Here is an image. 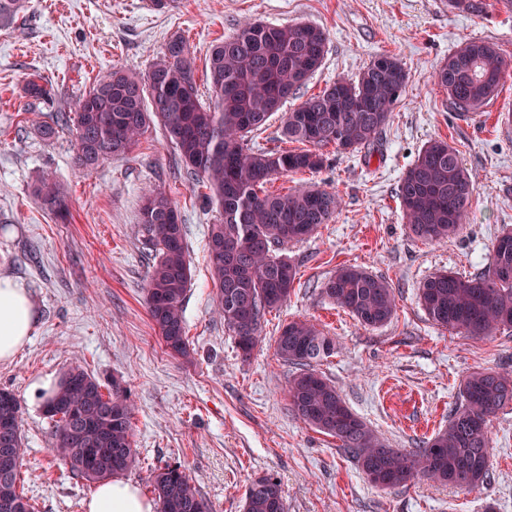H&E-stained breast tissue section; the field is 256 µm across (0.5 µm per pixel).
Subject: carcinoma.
Returning a JSON list of instances; mask_svg holds the SVG:
<instances>
[{
	"instance_id": "carcinoma-1",
	"label": "carcinoma",
	"mask_w": 512,
	"mask_h": 512,
	"mask_svg": "<svg viewBox=\"0 0 512 512\" xmlns=\"http://www.w3.org/2000/svg\"><path fill=\"white\" fill-rule=\"evenodd\" d=\"M23 0H0V28L11 24ZM448 7L479 14L483 0H448ZM326 32L310 23L277 26L246 21L212 46L207 59L209 96L203 102L194 80L187 42L171 36L142 76L121 70L94 80L76 104L78 163L93 168L123 156L153 125H159L177 152L185 179L203 184L220 212L210 225L208 250L218 312L242 356L261 341L267 312L290 296L297 276L283 250L330 222L340 206L333 192L299 186L286 193L266 185L280 176L318 172L325 165L319 149L333 145L353 153L371 145L389 123L407 82L402 63L382 54L352 79L341 78L308 96L284 114L282 133L307 145L299 151L269 150L250 142L300 93L321 67ZM512 63L496 46L474 38L463 42L433 72L434 83L451 107L474 114L497 99ZM26 97L50 100L51 84L36 74L25 81ZM35 193L53 212L65 208L60 184L41 181ZM403 219L410 234L429 244L455 236L472 206L473 184L458 150L448 141H429L398 182ZM140 233L153 263L145 303L155 333L174 356L189 354L183 302L191 280L184 224L171 195L150 193L140 209ZM323 292L367 328L390 321L396 309L390 284L368 271L343 266L324 283ZM419 302L434 324L475 338L512 328V229L496 237L492 262L483 273L460 277L438 272L419 286ZM275 351L295 367L289 381L291 411L336 439L337 449L354 458L367 480H389L404 487L418 478L473 490L490 478L489 424L512 404V375L476 371L460 387V403L448 426L420 448L382 453L386 441L347 406L336 386L316 366L334 350L315 324L298 319L284 325ZM104 386L80 366L70 367L44 403L53 422V451L69 472L88 483L117 477L137 459L133 444V404L117 383ZM14 459L0 473V512H33L20 488L25 456L22 406L16 394L0 389V449ZM157 512H210L207 501L178 465H166L152 478ZM244 512H286L280 485L271 477L253 479Z\"/></svg>"
}]
</instances>
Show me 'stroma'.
Segmentation results:
<instances>
[{
	"label": "stroma",
	"mask_w": 512,
	"mask_h": 512,
	"mask_svg": "<svg viewBox=\"0 0 512 512\" xmlns=\"http://www.w3.org/2000/svg\"><path fill=\"white\" fill-rule=\"evenodd\" d=\"M257 19L311 23L327 35L322 67L303 88L310 95L352 77L377 55L400 59L406 89L374 145L341 154L327 148L321 171L273 181L337 193L341 205L308 240L285 253L298 270L288 300L267 313L262 341L243 358L216 311L207 227L218 214L204 187L177 175V155L150 128L122 157L93 169L77 164L75 107L99 76L144 74L172 34H182L204 84L213 44ZM480 38L512 61V10L500 5L467 15L446 0H180L168 13L147 0H25L14 25L0 29V275L20 281L38 308L29 341L0 363V388L21 400L26 454L24 491L35 512H84L95 491L74 478L52 450L53 423L31 390L39 377L61 378L82 365L103 385L120 381L135 406L137 460L125 472L147 500L152 476L181 465L212 512H243L250 481L275 479L287 512H512V405L489 425L491 480L474 491L418 480L382 489L368 482L334 438L289 409L294 369L275 353L280 327L306 318L336 344L319 370L347 405L390 447L411 449L448 424L465 377L485 369L512 372V329L472 338L430 322L417 289L447 269L488 270L502 229L512 228V71L485 111L460 115L432 74L463 41ZM51 83L56 101L22 92L28 75ZM67 121L55 139L39 124L58 110ZM457 148L474 183L472 208L448 242L413 239L395 190L431 139ZM45 178L64 190L62 224L34 194ZM165 189L186 226L191 282L183 303L191 355L172 357L156 335L144 300L150 270L138 232L141 200ZM343 266L384 278L396 296L393 320L364 329L322 291Z\"/></svg>",
	"instance_id": "stroma-1"
}]
</instances>
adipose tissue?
Masks as SVG:
<instances>
[{
  "label": "adipose tissue",
  "mask_w": 512,
  "mask_h": 512,
  "mask_svg": "<svg viewBox=\"0 0 512 512\" xmlns=\"http://www.w3.org/2000/svg\"><path fill=\"white\" fill-rule=\"evenodd\" d=\"M38 318L37 305L26 288L0 276V362L12 361L30 339ZM86 512H153V505L128 481L100 483L85 503Z\"/></svg>",
  "instance_id": "adipose-tissue-1"
}]
</instances>
